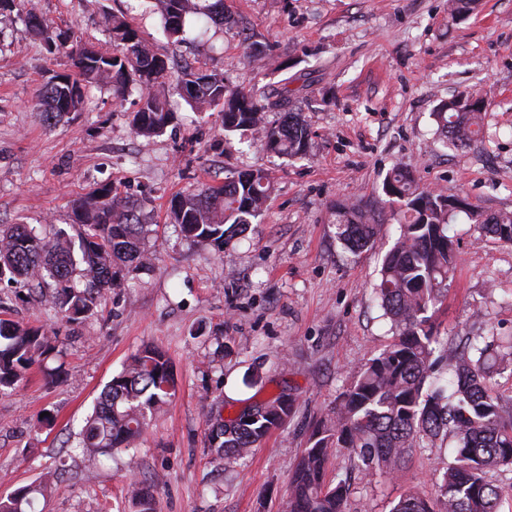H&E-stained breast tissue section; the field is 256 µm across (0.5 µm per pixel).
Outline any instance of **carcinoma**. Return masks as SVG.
Wrapping results in <instances>:
<instances>
[{
	"instance_id": "carcinoma-1",
	"label": "carcinoma",
	"mask_w": 512,
	"mask_h": 512,
	"mask_svg": "<svg viewBox=\"0 0 512 512\" xmlns=\"http://www.w3.org/2000/svg\"><path fill=\"white\" fill-rule=\"evenodd\" d=\"M168 42L186 41V19L195 16L218 29L231 21L224 0H155ZM31 30L45 43L63 50L71 71L49 77L36 93L44 126L54 127L76 112L84 88L112 85L117 102L130 87L139 90L132 115L134 133L145 139L160 135L175 113L156 87L169 74V63L139 28L123 15L108 21L112 50L68 44L49 31L33 10L26 12ZM181 88L195 85L187 97L203 111L219 106L227 132L247 131L264 122L267 112L282 113L265 126L266 150L289 157L308 153L309 127L302 113L288 108V82L272 90L233 87L219 73L187 69ZM483 96L465 89L440 104L435 116L446 142L467 148L483 142L480 114ZM270 180L262 168L228 170L224 180L202 184L170 202V217L182 236L210 244L224 243L243 232L261 210ZM399 236L385 253L374 292L397 332L395 341L353 370L352 382L311 429L292 470L288 512H346L342 480L326 481V466L335 449L344 448L365 477L378 472L401 477L415 448L451 440L454 460L432 499L408 491L390 503L389 512H500V487L487 473L512 468V409L489 383L492 368L512 372V345L474 336L456 345L439 336L433 318L448 292V278L458 254L449 225L465 214L490 237L512 243V213L486 216L459 196L419 188L410 173L395 166L382 184ZM74 236L55 230L50 237L24 224L0 227V280L20 287L47 282L48 303L67 320H84L126 278L150 264L146 240L153 233L142 223V203L111 184L98 185L72 200ZM384 209L340 206L336 237L353 253L372 247ZM52 349L39 328L0 318V392L16 383ZM455 359L453 379H441L446 361ZM175 387L167 352L147 344L105 386L92 414L77 434L76 447L88 460L134 447L149 419ZM296 397H277L210 425L208 447L227 464L243 462L273 431L295 413ZM154 484L134 480L128 488L131 512H153ZM45 487L25 485L0 497V512H34Z\"/></svg>"
}]
</instances>
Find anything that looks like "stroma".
I'll use <instances>...</instances> for the list:
<instances>
[{
	"instance_id": "stroma-1",
	"label": "stroma",
	"mask_w": 512,
	"mask_h": 512,
	"mask_svg": "<svg viewBox=\"0 0 512 512\" xmlns=\"http://www.w3.org/2000/svg\"><path fill=\"white\" fill-rule=\"evenodd\" d=\"M218 33L164 37L150 0H35L54 31L108 45V19L132 18L171 59L164 94L176 119L145 141L134 135L137 91L116 102L86 89L83 108L46 130L38 88L69 70L16 13L0 14V224L69 227L70 202L110 183L145 200L158 233L151 269L134 274L95 314L70 322L39 292L0 288V318L42 327L54 349L0 393V496L34 481L51 491L39 512H126L127 487L157 485L154 512H287L292 469L311 427L351 381L350 370L394 339L373 293L398 236L385 218L372 250L355 255L336 237V205L372 201L394 166L418 184L461 195L486 214L512 212V0H480L453 18L448 0H224ZM227 84L287 81L311 130L305 158L263 151V127L225 131L218 110H194L175 73L185 65ZM475 88L484 96L483 143L444 146L440 102ZM266 169L272 189L247 230L223 250L185 240L167 210L173 196L225 171ZM460 262L435 316L460 341L487 330L512 336V244L466 215L451 226ZM172 358L176 392L134 449L97 465L74 444L104 386L143 343ZM297 398L288 424L241 464L207 446L211 419L270 399ZM451 443L416 449L404 479L361 477L347 450L328 480L350 485L346 512H389L406 489L434 497Z\"/></svg>"
}]
</instances>
